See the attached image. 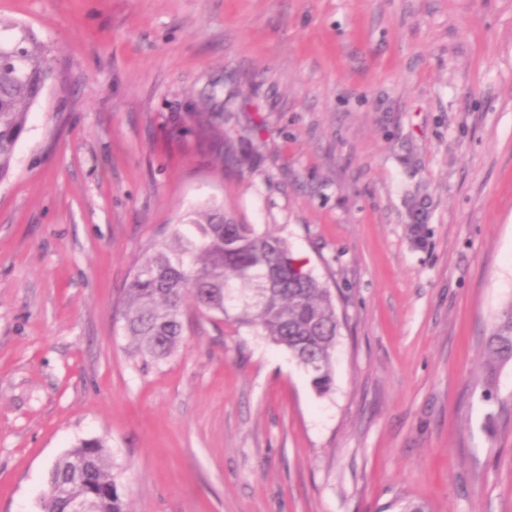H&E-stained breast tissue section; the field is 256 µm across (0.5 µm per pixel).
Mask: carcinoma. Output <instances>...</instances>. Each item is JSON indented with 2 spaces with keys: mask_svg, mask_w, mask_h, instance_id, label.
Instances as JSON below:
<instances>
[{
  "mask_svg": "<svg viewBox=\"0 0 512 512\" xmlns=\"http://www.w3.org/2000/svg\"><path fill=\"white\" fill-rule=\"evenodd\" d=\"M53 77L35 32L0 19V181L12 173L30 109ZM180 223L189 230L155 244L125 288L122 319L133 352L145 363L175 355L190 297L203 314L259 328L304 366L317 394L330 392L341 322L329 288L291 255L284 239L238 223L221 204L192 208ZM485 359L491 382L512 361V302L494 320ZM66 486L89 499L93 512H126L101 438L80 441L53 465L45 497L55 512H68L61 496Z\"/></svg>",
  "mask_w": 512,
  "mask_h": 512,
  "instance_id": "1",
  "label": "carcinoma"
}]
</instances>
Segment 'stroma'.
Here are the masks:
<instances>
[{
    "label": "stroma",
    "instance_id": "35a3bbf8",
    "mask_svg": "<svg viewBox=\"0 0 512 512\" xmlns=\"http://www.w3.org/2000/svg\"><path fill=\"white\" fill-rule=\"evenodd\" d=\"M55 76L0 181V512L105 439L127 512H512V0H0ZM208 200L330 288L331 391L135 264ZM485 366L490 382L485 389L487 400L493 398L492 383L499 367L512 361V302L497 314L485 344Z\"/></svg>",
    "mask_w": 512,
    "mask_h": 512
}]
</instances>
